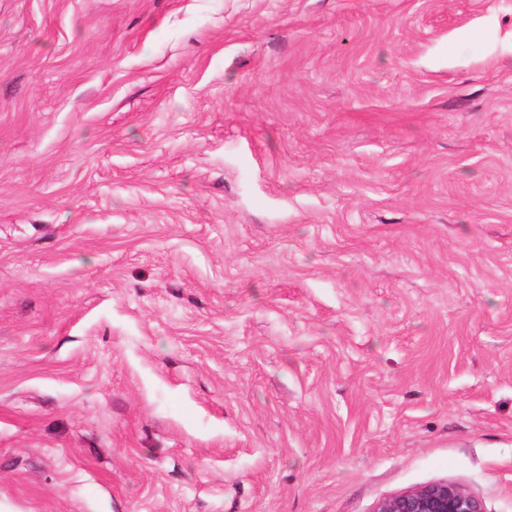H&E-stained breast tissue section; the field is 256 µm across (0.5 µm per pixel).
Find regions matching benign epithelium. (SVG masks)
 <instances>
[{"instance_id": "1", "label": "benign epithelium", "mask_w": 512, "mask_h": 512, "mask_svg": "<svg viewBox=\"0 0 512 512\" xmlns=\"http://www.w3.org/2000/svg\"><path fill=\"white\" fill-rule=\"evenodd\" d=\"M375 512H484L482 503L465 488L448 482L433 483L397 494Z\"/></svg>"}]
</instances>
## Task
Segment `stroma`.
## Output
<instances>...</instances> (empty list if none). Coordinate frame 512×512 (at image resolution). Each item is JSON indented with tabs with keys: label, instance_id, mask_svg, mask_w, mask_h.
Returning <instances> with one entry per match:
<instances>
[{
	"label": "stroma",
	"instance_id": "1",
	"mask_svg": "<svg viewBox=\"0 0 512 512\" xmlns=\"http://www.w3.org/2000/svg\"><path fill=\"white\" fill-rule=\"evenodd\" d=\"M512 512V0H0V512ZM375 512H484L482 503L465 488L448 482L433 483L397 494Z\"/></svg>",
	"mask_w": 512,
	"mask_h": 512
}]
</instances>
